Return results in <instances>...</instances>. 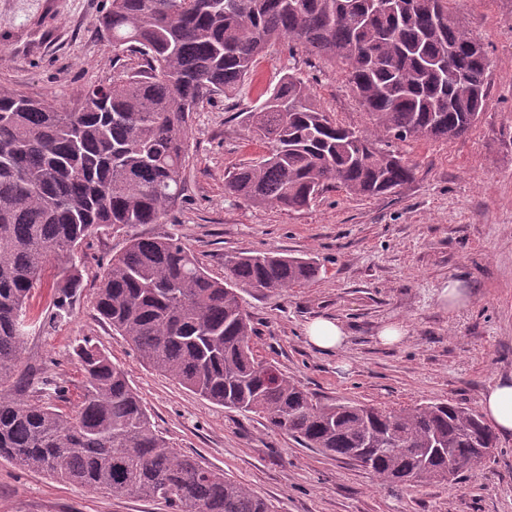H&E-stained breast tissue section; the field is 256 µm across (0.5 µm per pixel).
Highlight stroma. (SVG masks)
<instances>
[{
  "label": "stroma",
  "mask_w": 512,
  "mask_h": 512,
  "mask_svg": "<svg viewBox=\"0 0 512 512\" xmlns=\"http://www.w3.org/2000/svg\"><path fill=\"white\" fill-rule=\"evenodd\" d=\"M108 0H0V88L52 96L75 107L84 89L138 66L115 54L97 18ZM448 9L483 44L490 60L485 110L463 136L390 141L414 167L397 193L361 197L331 188L308 209L253 207L228 195L224 178L268 152L245 123L259 95L287 73L308 82L332 120L374 128L343 66L280 40L267 46L239 92L200 104L189 123L181 197L158 224L112 226L82 252L83 282L65 321L50 323L56 273L47 262L30 301L43 328H30L20 367L68 388L75 412L81 374L76 339L91 337L125 366L170 445L200 457L264 497L274 512H512V438L454 482L388 487L352 462L306 448L257 414L212 404L138 361L94 309L100 277L131 235L179 237L211 276L227 256L281 252L317 260L318 277L278 293L241 294L258 334L260 359L325 401L393 410L453 399L478 408L495 376L512 373V0H449ZM460 279L464 305L441 298ZM318 318L340 321L344 348L326 354L308 343ZM404 325L401 342L379 339ZM0 512H159L134 495L115 497L60 482L0 459Z\"/></svg>",
  "instance_id": "1"
}]
</instances>
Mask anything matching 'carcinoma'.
Wrapping results in <instances>:
<instances>
[{
    "mask_svg": "<svg viewBox=\"0 0 512 512\" xmlns=\"http://www.w3.org/2000/svg\"><path fill=\"white\" fill-rule=\"evenodd\" d=\"M98 24L139 65L85 90L80 108L0 89V458L163 512H271L224 470L171 447L127 370L89 338L73 346L82 377L75 413L16 396L35 383L57 399L68 393L18 369L44 265L67 259L58 322L81 287V245L102 227L162 221L182 192L192 113L235 93L275 41L345 66L376 132L398 141L465 134L483 113L490 63L448 0H110ZM247 120L271 149L237 167L225 189L257 207L300 211L330 186L388 195L414 177L402 157L331 120L293 74ZM319 272L312 258L240 252L219 280L178 238L133 236L107 264L95 310L143 364L388 485L441 482L450 456L465 471L485 460L498 437L471 408L325 404L257 359L240 292L301 287Z\"/></svg>",
    "mask_w": 512,
    "mask_h": 512,
    "instance_id": "obj_1",
    "label": "carcinoma"
}]
</instances>
